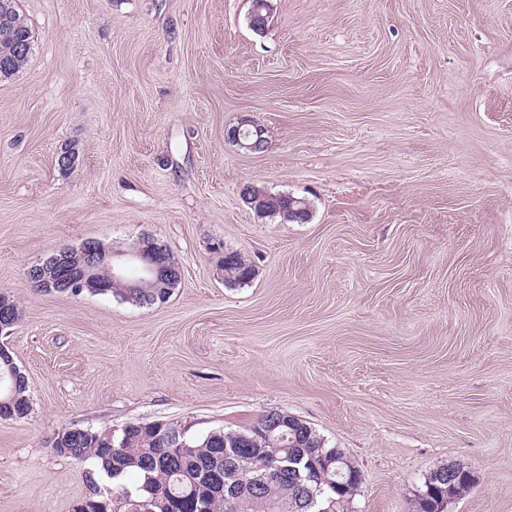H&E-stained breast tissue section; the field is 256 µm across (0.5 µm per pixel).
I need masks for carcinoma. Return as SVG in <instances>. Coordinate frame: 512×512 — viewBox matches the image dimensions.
I'll list each match as a JSON object with an SVG mask.
<instances>
[{"mask_svg":"<svg viewBox=\"0 0 512 512\" xmlns=\"http://www.w3.org/2000/svg\"><path fill=\"white\" fill-rule=\"evenodd\" d=\"M28 31L26 18L16 8V0H0V61L8 69L0 71V80L16 74L32 51L18 49L17 41L5 34L6 23ZM257 195L269 198L259 213L286 219L283 200L277 194L253 188ZM170 265L163 288H100L101 295L117 296L139 305L165 302L181 282V267L166 245H161ZM225 260L224 281L245 284L251 262L238 253ZM14 372V382L0 381V400L9 398L11 418H24L31 411L28 380L8 350L0 352V377ZM262 424L257 419L241 431L215 430L198 439L185 440L180 448L170 442L181 433L172 423L132 422L118 437L82 429L61 432L53 447L64 448L62 456L75 462H92L107 476L119 479L134 472L142 483L136 499H125L127 512H294L301 497L315 496L317 506L334 512H353L351 504L361 479L342 476L325 466L328 459L346 456L340 448H327L316 430L287 434V440H270L256 433ZM448 466L430 472L417 494L420 512H446L448 497L468 489L474 479L468 469L458 470L446 480ZM81 512H113L112 500L95 494L79 501Z\"/></svg>","mask_w":512,"mask_h":512,"instance_id":"1","label":"carcinoma"}]
</instances>
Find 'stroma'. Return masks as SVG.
Returning <instances> with one entry per match:
<instances>
[{
  "instance_id": "35a3bbf8",
  "label": "stroma",
  "mask_w": 512,
  "mask_h": 512,
  "mask_svg": "<svg viewBox=\"0 0 512 512\" xmlns=\"http://www.w3.org/2000/svg\"><path fill=\"white\" fill-rule=\"evenodd\" d=\"M33 34L0 81V336L31 413L0 419V512L136 491L59 456L68 427L165 421L189 439L279 409L359 468L354 512H512V0H17ZM266 152L228 142L241 119ZM78 159L58 166L65 147ZM258 186L307 222L257 213ZM167 245L166 302L27 277L97 240ZM237 252L255 267L224 281ZM457 465H443L430 472L422 483L417 494L419 512H446L448 506V476L456 471ZM444 476V480L440 479ZM474 479L470 471L464 466L463 471L458 470L452 475L449 496L452 498L468 489Z\"/></svg>"
}]
</instances>
